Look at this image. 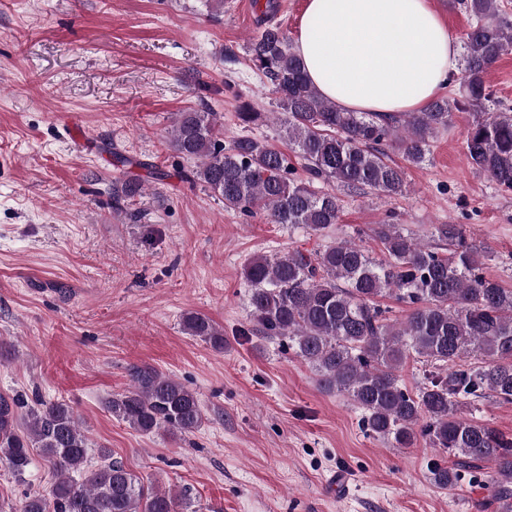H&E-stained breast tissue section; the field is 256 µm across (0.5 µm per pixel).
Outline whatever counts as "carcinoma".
Segmentation results:
<instances>
[{
  "label": "carcinoma",
  "mask_w": 512,
  "mask_h": 512,
  "mask_svg": "<svg viewBox=\"0 0 512 512\" xmlns=\"http://www.w3.org/2000/svg\"><path fill=\"white\" fill-rule=\"evenodd\" d=\"M471 16L461 87L464 101L438 97L420 112H345L306 79L293 44L277 23L267 22L247 45L251 67L267 78L283 115L288 143L304 161L308 182L292 177L288 156L250 136L230 145L221 138L215 112H181L170 147L197 160L186 175L224 200V209L266 213L272 224L318 233L340 218L341 194L404 193V171L388 161L395 150L420 164L431 141L468 109L469 164L498 188L512 190V109L494 102L487 83L492 65L512 54V22L497 0H449ZM327 189H317L313 180ZM141 180L112 184L115 208L140 194ZM369 236L382 245L372 255L354 241L315 253L294 249L257 255L245 263L249 307L256 330L285 338L288 347L321 377L328 392L349 396L363 411L370 434L410 448L420 439L453 457L435 466L432 481L458 484L461 472L486 463L490 499L512 512V438L487 423L458 414L478 398L512 403V289L483 273L486 254L463 224H436L439 247L404 235L396 224H377ZM393 294L412 307L403 322L391 320L377 298ZM186 334L224 351V333L207 316L183 317ZM433 370L417 393L398 383L396 372L410 354ZM128 389L106 402L113 417L145 434L190 433L205 420L196 393L150 366H134ZM38 451L53 469L48 494L34 493L20 512H186L180 494L159 491L91 444L71 405L28 404L21 394H0V462L18 480Z\"/></svg>",
  "instance_id": "obj_1"
}]
</instances>
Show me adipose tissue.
<instances>
[{
	"label": "adipose tissue",
	"instance_id": "1",
	"mask_svg": "<svg viewBox=\"0 0 512 512\" xmlns=\"http://www.w3.org/2000/svg\"><path fill=\"white\" fill-rule=\"evenodd\" d=\"M294 47L310 83L352 112L421 110L458 72L430 0H306Z\"/></svg>",
	"mask_w": 512,
	"mask_h": 512
}]
</instances>
